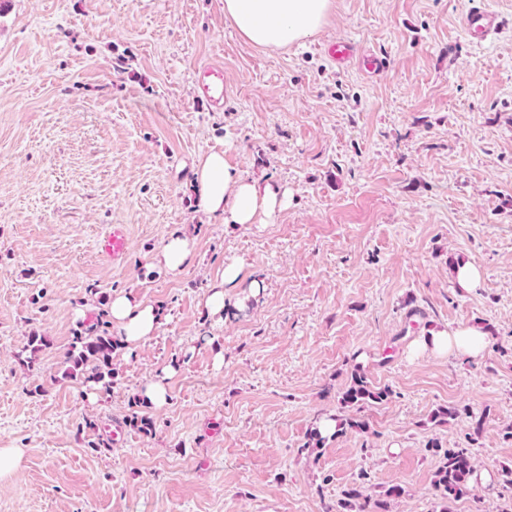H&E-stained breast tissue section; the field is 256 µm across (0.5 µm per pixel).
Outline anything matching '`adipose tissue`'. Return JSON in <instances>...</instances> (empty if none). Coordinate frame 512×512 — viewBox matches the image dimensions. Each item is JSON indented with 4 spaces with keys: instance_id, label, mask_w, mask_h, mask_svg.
Instances as JSON below:
<instances>
[{
    "instance_id": "obj_1",
    "label": "adipose tissue",
    "mask_w": 512,
    "mask_h": 512,
    "mask_svg": "<svg viewBox=\"0 0 512 512\" xmlns=\"http://www.w3.org/2000/svg\"><path fill=\"white\" fill-rule=\"evenodd\" d=\"M331 7L332 0H224V18L246 42L283 48L318 32ZM193 175L199 207L220 224H260L283 204L276 187L238 173L221 150L201 156ZM108 320L125 347L133 349L159 331L162 313L132 295L119 294L112 299ZM486 349V333L470 325L430 331L417 346L422 354L470 361L481 359Z\"/></svg>"
}]
</instances>
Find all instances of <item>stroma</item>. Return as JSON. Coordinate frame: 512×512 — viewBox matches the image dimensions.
<instances>
[{
    "instance_id": "1",
    "label": "stroma",
    "mask_w": 512,
    "mask_h": 512,
    "mask_svg": "<svg viewBox=\"0 0 512 512\" xmlns=\"http://www.w3.org/2000/svg\"><path fill=\"white\" fill-rule=\"evenodd\" d=\"M487 3L505 18L488 42L463 29L468 0H334L317 33L269 49L223 0H0V448L24 451L0 512H358L340 506L352 488L383 512H512V0ZM343 39L384 70L320 52ZM208 61L219 112L197 97ZM218 148L285 193L269 223L199 208L193 164ZM112 224L129 230L118 268L95 247ZM176 231L196 257L172 275L154 257ZM231 263L218 322L202 300ZM93 287L164 314L117 347L94 402L66 374ZM462 325L486 331L480 361L411 356ZM358 367L387 399L308 453ZM165 370L157 407L140 389ZM462 406L479 434L434 417ZM461 447L489 479L447 505L435 473ZM198 96L215 110L224 108V68L220 65H204L197 71Z\"/></svg>"
}]
</instances>
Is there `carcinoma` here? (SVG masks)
Segmentation results:
<instances>
[{"instance_id":"1","label":"carcinoma","mask_w":512,"mask_h":512,"mask_svg":"<svg viewBox=\"0 0 512 512\" xmlns=\"http://www.w3.org/2000/svg\"><path fill=\"white\" fill-rule=\"evenodd\" d=\"M108 310L101 309L96 323L85 330V335L73 338L71 350L67 356L70 363L69 375H80L84 382L98 385L112 378V355L117 343L112 338L107 320ZM388 392L372 387L364 371L357 368L352 375L351 384L343 393L342 402L348 407L362 408L368 402H380ZM474 466L470 455L464 448L449 449L444 453V461L436 472L435 486L445 500L452 502L474 494Z\"/></svg>"}]
</instances>
